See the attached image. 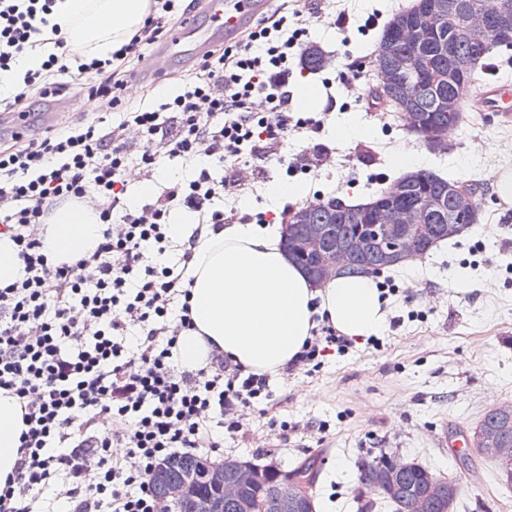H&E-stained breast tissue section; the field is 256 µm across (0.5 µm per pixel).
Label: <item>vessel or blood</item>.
Wrapping results in <instances>:
<instances>
[{
  "label": "vessel or blood",
  "mask_w": 512,
  "mask_h": 512,
  "mask_svg": "<svg viewBox=\"0 0 512 512\" xmlns=\"http://www.w3.org/2000/svg\"><path fill=\"white\" fill-rule=\"evenodd\" d=\"M266 0H209L203 21L176 25L171 36L156 52L146 70L147 75H161L174 63L191 62L202 56L211 42L233 39L264 11ZM484 78L477 81L471 96L463 98L461 109L480 117L496 115L512 120V77L501 74L500 67L484 65ZM32 116L21 112H1L0 132L24 135Z\"/></svg>",
  "instance_id": "obj_1"
}]
</instances>
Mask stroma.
<instances>
[{"label":"stroma","instance_id":"35a3bbf8","mask_svg":"<svg viewBox=\"0 0 512 512\" xmlns=\"http://www.w3.org/2000/svg\"><path fill=\"white\" fill-rule=\"evenodd\" d=\"M411 2L324 0L305 41L339 65L362 60L357 90L382 88L373 66L381 33ZM343 11L354 17L345 33L335 25ZM192 71L178 64L142 81L131 104L159 101ZM336 78V67L311 72L294 62L291 110L309 126L289 132L260 159L254 179L229 189L224 207L233 223L279 224L309 202H366L415 166L479 183L480 221L427 258L383 272L388 315L378 335L270 377L268 396L243 411L249 441L225 435L224 453L284 471L316 459L315 512H356L355 497L365 490L358 463L382 452L459 478L453 512H512V489L493 462L463 468L440 443L443 432H471L489 409L512 403V198H503L496 183L503 174L512 178V122L464 115L435 150L391 109L364 111ZM312 145L324 146L321 163L290 174L280 169L278 157L298 158ZM193 170L179 158L165 159L148 177L130 168L128 206L154 203L161 187L191 178Z\"/></svg>","mask_w":512,"mask_h":512}]
</instances>
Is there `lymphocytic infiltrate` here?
<instances>
[{
  "instance_id": "f902f5d3",
  "label": "lymphocytic infiltrate",
  "mask_w": 512,
  "mask_h": 512,
  "mask_svg": "<svg viewBox=\"0 0 512 512\" xmlns=\"http://www.w3.org/2000/svg\"><path fill=\"white\" fill-rule=\"evenodd\" d=\"M57 0H0V75L17 59L46 53L0 112L67 91L60 54L67 41L51 16ZM175 0H151L128 43L105 60L80 63L89 98L114 121L67 125L42 138L0 146V237L15 245L20 274L0 286V391L16 398L26 432L0 512H35V489L61 483L70 512H159L156 467L179 454L219 452L217 427L250 406L267 375H243L214 355L203 368L173 364L192 327L176 267L148 265V250L171 244V211L194 214L181 246L188 262L208 225L224 221L215 201L242 179L243 166L291 128L288 73L303 47L307 14L280 7L237 41L210 50L192 80L160 108L123 100L126 65L165 34ZM198 162L193 179L163 188L156 201L126 209L131 165L152 171L163 155ZM224 167L214 178L208 166ZM96 211L102 238L92 254L57 265L43 252L46 224L61 205ZM122 446L123 457L112 455Z\"/></svg>"
}]
</instances>
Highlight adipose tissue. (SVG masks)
<instances>
[{
  "label": "adipose tissue",
  "instance_id": "ef3b65f1",
  "mask_svg": "<svg viewBox=\"0 0 512 512\" xmlns=\"http://www.w3.org/2000/svg\"><path fill=\"white\" fill-rule=\"evenodd\" d=\"M147 8L148 0H58L53 21L99 57L120 48ZM100 240L94 212L71 208L57 214L44 252L66 261L94 251ZM281 241L278 224H232L201 235L185 270L194 327L179 338L184 365L203 366L215 352L244 372L277 375L311 340L317 318L357 341L381 331L387 310L374 280L339 276L315 285ZM23 429L19 404L0 397V489L14 470Z\"/></svg>",
  "mask_w": 512,
  "mask_h": 512
}]
</instances>
